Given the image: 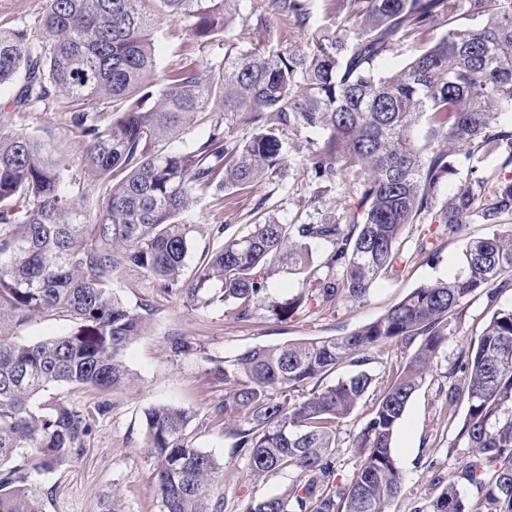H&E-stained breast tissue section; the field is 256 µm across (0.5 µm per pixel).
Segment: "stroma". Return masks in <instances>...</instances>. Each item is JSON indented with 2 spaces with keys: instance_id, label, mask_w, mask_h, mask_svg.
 Segmentation results:
<instances>
[{
  "instance_id": "35a3bbf8",
  "label": "stroma",
  "mask_w": 512,
  "mask_h": 512,
  "mask_svg": "<svg viewBox=\"0 0 512 512\" xmlns=\"http://www.w3.org/2000/svg\"><path fill=\"white\" fill-rule=\"evenodd\" d=\"M239 10L253 40H268L285 50L303 39L302 32L293 25L279 22L270 31L257 27L258 0H240ZM184 26V21L175 17L162 19L156 42L160 67L175 64L186 53ZM71 109L68 99L58 97L31 111L0 110V128L22 130L49 142L71 162L82 149L72 132ZM302 161V151L291 149L289 162L280 174L233 194L221 214H214L207 202L197 204L189 216L192 233L184 282L198 277L207 253L217 246L216 225H226L232 236L245 234L262 214L283 222L344 223L346 207L338 191L317 194L316 184L307 176ZM490 231L485 224H465L449 236L434 225H408L402 246L406 264L399 275L378 279L364 301L340 305L335 316L307 314L285 323L263 309L241 322L222 304L189 303L177 294L164 292L159 282L143 270L129 268L119 272L112 280L114 293L130 308L148 304L153 309L145 334L129 345L123 356L134 381L106 392L56 386L38 397L41 405L64 402L94 413L93 429L83 450L69 452L62 465L35 477L43 492L45 512H98L103 491L113 487L120 491L128 512H160L152 464L144 452L143 415L149 407L163 404L191 412L188 431L194 445L223 461L226 512H243L250 500L278 493L291 483V475L254 480L225 436L223 423L209 417L210 406L224 394L223 384L210 372L213 361L233 359L260 345L345 335L382 315L412 289L456 274L461 268L465 243ZM423 241L432 252L427 259L414 253L416 244ZM491 314L484 295L471 296L460 310L455 334L440 362L407 405L393 440L406 492L396 506L397 512H408L413 501L428 495L433 475L451 478L462 463L463 453L447 451L454 429L444 413L441 389L448 384L449 365ZM178 338L192 342L193 350L176 352L174 341ZM374 402V397H366L336 427L335 483L347 482L357 469L359 458L351 446L352 436L367 420ZM101 404L106 405L107 411L100 415L96 408Z\"/></svg>"
}]
</instances>
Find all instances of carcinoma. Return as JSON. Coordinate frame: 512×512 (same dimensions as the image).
I'll return each instance as SVG.
<instances>
[{
	"instance_id": "obj_1",
	"label": "carcinoma",
	"mask_w": 512,
	"mask_h": 512,
	"mask_svg": "<svg viewBox=\"0 0 512 512\" xmlns=\"http://www.w3.org/2000/svg\"><path fill=\"white\" fill-rule=\"evenodd\" d=\"M239 0H48L40 24L0 29V85L24 75L15 111L67 98L84 148L66 176L56 150L23 132L0 131V512H44L32 475L83 449L92 416L65 403L34 406L53 385L105 391L132 380L124 350L147 328L150 309L129 308L113 276L140 268L192 302L207 290L245 320L264 306L286 322L308 309L333 313L361 301L375 279L396 273L409 224L494 226L468 241L450 278L413 289L382 316L343 336L250 348L217 367L224 400L210 417L257 480L297 479L252 499L245 512H392L403 492L393 440L406 407L425 383L460 308L482 291L489 303L512 288V0H322L334 26L313 20L310 0H262L257 22L293 21L304 44L274 51L228 34ZM188 22L193 45L224 36V59L204 65L188 54L159 68L154 34L165 16ZM405 46L399 70L374 71ZM201 144L167 149L197 118ZM310 131L304 163L317 183L353 203L346 224L263 219L224 236L192 284L182 281L190 247L186 219L197 202L224 210V192L276 176L285 143ZM457 189L446 197L440 187ZM327 246L314 261L312 244ZM304 274L297 294L270 301L274 270ZM65 315L76 332L34 343L12 331L40 316ZM389 342L406 361L377 395L354 435L358 467L330 485L336 425L372 388L361 366ZM445 405L455 435L448 454L469 455L455 480L410 512H512V306L496 308L448 368ZM465 405L463 417L458 406ZM190 413L148 409L144 440L154 463L161 512H224V463L194 446ZM99 512H126L117 490Z\"/></svg>"
}]
</instances>
